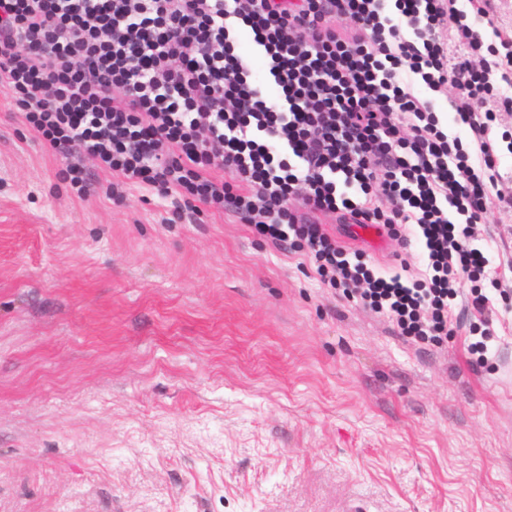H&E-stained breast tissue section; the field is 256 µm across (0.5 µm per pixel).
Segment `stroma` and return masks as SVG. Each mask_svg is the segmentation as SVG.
<instances>
[{
    "instance_id": "obj_1",
    "label": "stroma",
    "mask_w": 512,
    "mask_h": 512,
    "mask_svg": "<svg viewBox=\"0 0 512 512\" xmlns=\"http://www.w3.org/2000/svg\"><path fill=\"white\" fill-rule=\"evenodd\" d=\"M0 92V512H512V210L439 346L231 211L75 197Z\"/></svg>"
}]
</instances>
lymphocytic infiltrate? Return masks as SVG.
<instances>
[{
	"instance_id": "f902f5d3",
	"label": "lymphocytic infiltrate",
	"mask_w": 512,
	"mask_h": 512,
	"mask_svg": "<svg viewBox=\"0 0 512 512\" xmlns=\"http://www.w3.org/2000/svg\"><path fill=\"white\" fill-rule=\"evenodd\" d=\"M468 2L0 0V91L79 198L95 192L92 165L116 204L144 186L231 210L400 335L438 341L490 263L474 227L512 207L499 187L512 141L491 127L512 116V33L484 42L491 0ZM430 90L449 91L462 132ZM326 216L416 237L425 263L350 261Z\"/></svg>"
}]
</instances>
